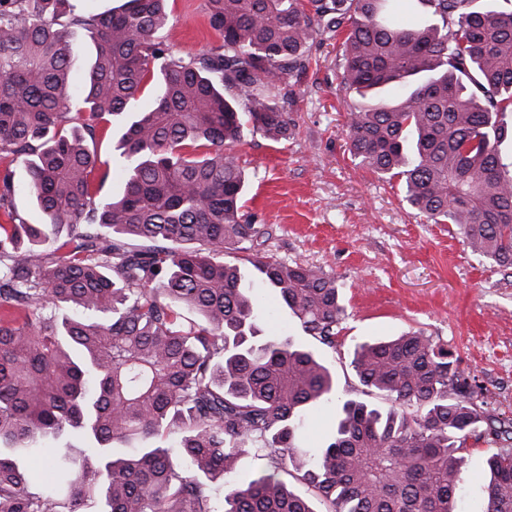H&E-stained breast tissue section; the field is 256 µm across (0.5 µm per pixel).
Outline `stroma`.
Returning <instances> with one entry per match:
<instances>
[{"instance_id":"stroma-1","label":"stroma","mask_w":512,"mask_h":512,"mask_svg":"<svg viewBox=\"0 0 512 512\" xmlns=\"http://www.w3.org/2000/svg\"><path fill=\"white\" fill-rule=\"evenodd\" d=\"M163 38L173 52L219 42L206 0H169ZM311 64L292 84L293 134L274 144L245 132L233 149L248 179L244 210L272 229L265 248L321 268L343 288L347 316L322 353L346 397L378 403L350 366L352 342L407 330L431 336L484 388L491 414L512 418V270L473 256L456 227L417 214L399 180H386L349 152L347 114L358 96L341 84L340 41L318 36ZM461 512H482L485 442H466Z\"/></svg>"}]
</instances>
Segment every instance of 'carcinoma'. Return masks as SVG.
Listing matches in <instances>:
<instances>
[{
	"instance_id": "1",
	"label": "carcinoma",
	"mask_w": 512,
	"mask_h": 512,
	"mask_svg": "<svg viewBox=\"0 0 512 512\" xmlns=\"http://www.w3.org/2000/svg\"><path fill=\"white\" fill-rule=\"evenodd\" d=\"M206 0L221 44L176 54L168 0L76 12L72 0H0V155L21 163L43 222L12 210L0 175V512H459L469 436L512 439L476 378L420 331L358 341L350 364L384 410L342 395L324 358L262 333L275 291L328 348L345 317L322 270L262 251L231 150L247 128L288 140V79L316 36L342 39L349 150L398 178L408 204L512 269V9L473 0ZM94 47L71 73L76 32ZM151 102L141 104L144 90ZM136 113L114 151L126 174L99 195L98 122ZM245 254L254 280L224 256ZM63 307L72 315H59ZM336 407L327 444L303 448L306 412ZM74 429L84 448L56 440ZM178 436L177 447L165 445ZM122 452H116V449ZM252 452L264 466L240 471ZM51 459L30 486L23 461ZM483 512H512V448L487 459Z\"/></svg>"
}]
</instances>
